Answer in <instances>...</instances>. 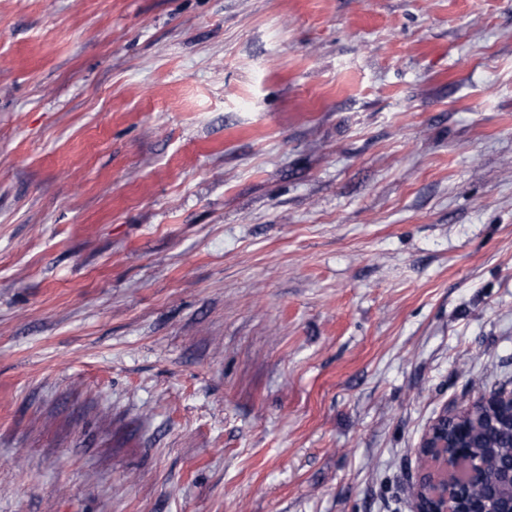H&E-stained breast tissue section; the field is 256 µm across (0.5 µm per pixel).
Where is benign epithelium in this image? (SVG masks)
Returning <instances> with one entry per match:
<instances>
[{
  "mask_svg": "<svg viewBox=\"0 0 512 512\" xmlns=\"http://www.w3.org/2000/svg\"><path fill=\"white\" fill-rule=\"evenodd\" d=\"M475 413L512 425V379L490 388L464 408L442 406L416 451L415 512H512V496L472 495L487 480L486 463L467 450L472 427L467 419Z\"/></svg>",
  "mask_w": 512,
  "mask_h": 512,
  "instance_id": "benign-epithelium-1",
  "label": "benign epithelium"
}]
</instances>
